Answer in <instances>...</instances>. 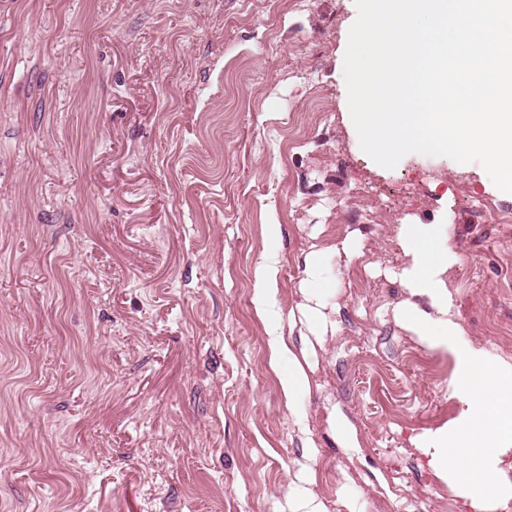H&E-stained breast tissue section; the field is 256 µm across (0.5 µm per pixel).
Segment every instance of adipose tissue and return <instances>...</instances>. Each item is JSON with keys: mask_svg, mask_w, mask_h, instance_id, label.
I'll return each mask as SVG.
<instances>
[{"mask_svg": "<svg viewBox=\"0 0 512 512\" xmlns=\"http://www.w3.org/2000/svg\"><path fill=\"white\" fill-rule=\"evenodd\" d=\"M398 238L405 261L397 276L409 294L398 308L399 318L429 348L453 359L448 389L461 404L455 418L423 437L421 450L435 474L466 501L471 512H512V471L505 466L512 456V366L495 362L484 347L465 339L455 318L444 279L457 260L448 226L403 224ZM321 259L316 251L306 260L307 277L298 306L316 336L327 330ZM420 298L428 302V310L417 306ZM271 344L288 361L280 382L285 397L295 400L309 385L304 363L315 349L308 346L293 352L279 336L272 337Z\"/></svg>", "mask_w": 512, "mask_h": 512, "instance_id": "1", "label": "adipose tissue"}]
</instances>
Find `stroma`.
Wrapping results in <instances>:
<instances>
[{
	"instance_id": "1",
	"label": "stroma",
	"mask_w": 512,
	"mask_h": 512,
	"mask_svg": "<svg viewBox=\"0 0 512 512\" xmlns=\"http://www.w3.org/2000/svg\"><path fill=\"white\" fill-rule=\"evenodd\" d=\"M356 16L0 0V512H296L301 487L328 512H470L413 443L459 405L453 361L395 316L396 228L449 226L456 318L512 365V193L476 162L361 149ZM318 250L327 333L290 402L269 333L302 347Z\"/></svg>"
}]
</instances>
